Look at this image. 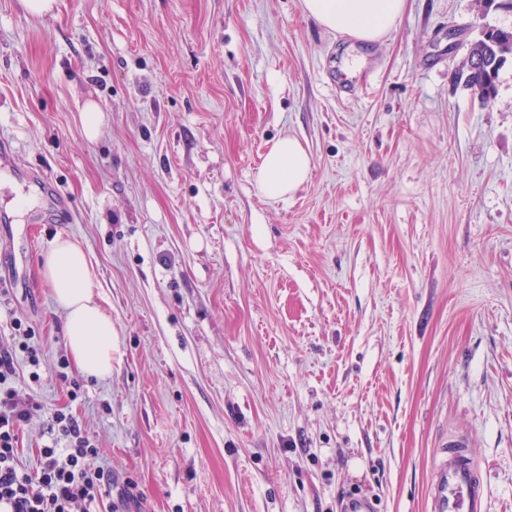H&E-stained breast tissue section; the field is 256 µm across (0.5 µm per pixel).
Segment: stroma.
<instances>
[{
    "mask_svg": "<svg viewBox=\"0 0 512 512\" xmlns=\"http://www.w3.org/2000/svg\"><path fill=\"white\" fill-rule=\"evenodd\" d=\"M299 2L0 0V345L41 351L15 363L18 460L61 410L112 476L99 512H428L463 434L512 512V61L487 103L454 79L512 9L406 0L368 48ZM284 136L312 171L270 200ZM37 173L71 223H38ZM60 238L112 317L105 382L42 274ZM311 168V156L301 142L295 137H284L277 140L263 157L255 181L264 197L278 200L303 185Z\"/></svg>",
    "mask_w": 512,
    "mask_h": 512,
    "instance_id": "1",
    "label": "stroma"
}]
</instances>
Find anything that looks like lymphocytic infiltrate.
I'll return each mask as SVG.
<instances>
[{"label":"lymphocytic infiltrate","mask_w":512,"mask_h":512,"mask_svg":"<svg viewBox=\"0 0 512 512\" xmlns=\"http://www.w3.org/2000/svg\"><path fill=\"white\" fill-rule=\"evenodd\" d=\"M21 353L38 360L37 348L25 341L15 350L0 349V512H91L112 487L103 470L89 466L97 448L72 415L58 411L48 421L49 442L36 470L16 463L18 430L32 406L13 384Z\"/></svg>","instance_id":"lymphocytic-infiltrate-1"}]
</instances>
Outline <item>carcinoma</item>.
Listing matches in <instances>:
<instances>
[{"label": "carcinoma", "instance_id": "carcinoma-1", "mask_svg": "<svg viewBox=\"0 0 512 512\" xmlns=\"http://www.w3.org/2000/svg\"><path fill=\"white\" fill-rule=\"evenodd\" d=\"M512 59V31L487 28L469 43L467 57L455 73L457 82L482 101H491L504 65Z\"/></svg>", "mask_w": 512, "mask_h": 512}]
</instances>
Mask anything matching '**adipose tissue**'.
Returning a JSON list of instances; mask_svg holds the SVG:
<instances>
[{
	"label": "adipose tissue",
	"mask_w": 512,
	"mask_h": 512,
	"mask_svg": "<svg viewBox=\"0 0 512 512\" xmlns=\"http://www.w3.org/2000/svg\"><path fill=\"white\" fill-rule=\"evenodd\" d=\"M405 0H301L303 12L324 29L362 42L382 41L404 11ZM312 159L293 137L277 140L265 154L255 181L260 193L278 200L294 193L310 174ZM43 274L65 314L67 345L80 372L104 381L112 375V317L94 299L86 255L68 239L55 242L43 259Z\"/></svg>",
	"instance_id": "ef3b65f1"
}]
</instances>
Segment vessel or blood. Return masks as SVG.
<instances>
[{"instance_id": "obj_1", "label": "vessel or blood", "mask_w": 512, "mask_h": 512, "mask_svg": "<svg viewBox=\"0 0 512 512\" xmlns=\"http://www.w3.org/2000/svg\"><path fill=\"white\" fill-rule=\"evenodd\" d=\"M430 512H487V499L475 470L469 440L451 436L441 444L428 490Z\"/></svg>"}]
</instances>
